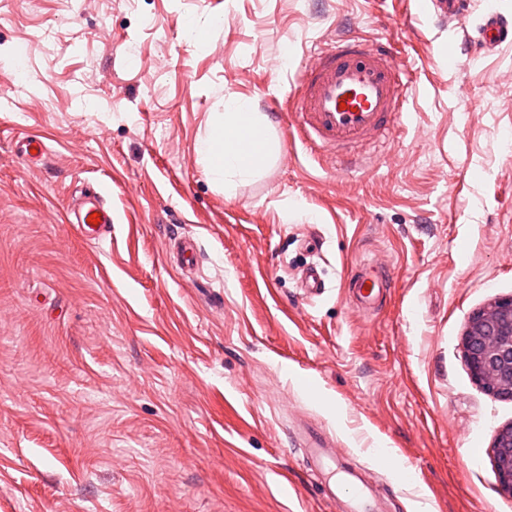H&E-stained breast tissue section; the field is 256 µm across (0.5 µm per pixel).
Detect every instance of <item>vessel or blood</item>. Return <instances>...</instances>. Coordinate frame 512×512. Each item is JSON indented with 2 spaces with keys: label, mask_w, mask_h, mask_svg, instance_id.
Here are the masks:
<instances>
[{
  "label": "vessel or blood",
  "mask_w": 512,
  "mask_h": 512,
  "mask_svg": "<svg viewBox=\"0 0 512 512\" xmlns=\"http://www.w3.org/2000/svg\"><path fill=\"white\" fill-rule=\"evenodd\" d=\"M485 38L512 41V21L489 18ZM316 62L302 71L288 108L289 125L311 150L339 163H360V144L384 136L399 122L411 89L393 55L384 47L356 39L341 40L315 54ZM80 234L88 240L112 231V210L93 197L74 214ZM384 270L363 266L346 288L357 305L371 308L390 288Z\"/></svg>",
  "instance_id": "obj_1"
}]
</instances>
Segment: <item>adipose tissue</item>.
<instances>
[{"label": "adipose tissue", "mask_w": 512, "mask_h": 512, "mask_svg": "<svg viewBox=\"0 0 512 512\" xmlns=\"http://www.w3.org/2000/svg\"><path fill=\"white\" fill-rule=\"evenodd\" d=\"M272 150L265 117L231 96L224 100L223 116L200 139L197 155L211 182L229 195L265 166Z\"/></svg>", "instance_id": "obj_1"}]
</instances>
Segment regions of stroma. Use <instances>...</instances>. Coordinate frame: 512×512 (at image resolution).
Listing matches in <instances>:
<instances>
[{
	"instance_id": "obj_1",
	"label": "stroma",
	"mask_w": 512,
	"mask_h": 512,
	"mask_svg": "<svg viewBox=\"0 0 512 512\" xmlns=\"http://www.w3.org/2000/svg\"><path fill=\"white\" fill-rule=\"evenodd\" d=\"M490 13L512 0L458 22L425 0H0V512H342L314 429L383 512H512L491 459L512 400L463 353L512 297V42L461 47ZM344 34L391 44L412 90L337 174L287 108ZM228 96L277 143L229 196L195 151ZM88 191L112 209L96 244L68 221ZM366 259L392 279L370 311L345 290Z\"/></svg>"
}]
</instances>
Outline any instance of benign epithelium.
<instances>
[{
    "mask_svg": "<svg viewBox=\"0 0 512 512\" xmlns=\"http://www.w3.org/2000/svg\"><path fill=\"white\" fill-rule=\"evenodd\" d=\"M472 379L493 395L512 399V297L473 313L463 332ZM500 491L512 496V425L500 429L492 446Z\"/></svg>",
    "mask_w": 512,
    "mask_h": 512,
    "instance_id": "7a95c632",
    "label": "benign epithelium"
}]
</instances>
